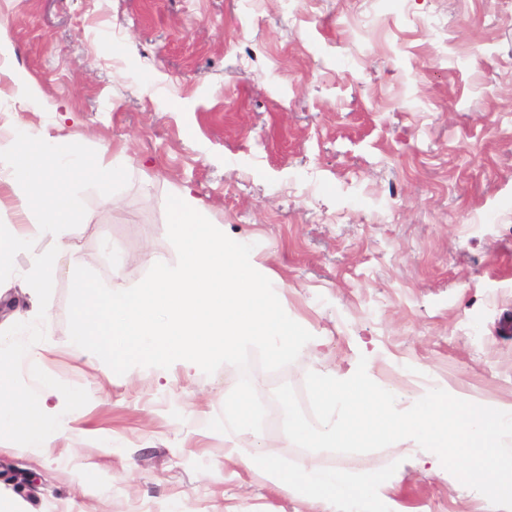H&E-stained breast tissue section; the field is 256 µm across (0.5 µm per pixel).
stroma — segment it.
<instances>
[{
    "instance_id": "35a3bbf8",
    "label": "stroma",
    "mask_w": 512,
    "mask_h": 512,
    "mask_svg": "<svg viewBox=\"0 0 512 512\" xmlns=\"http://www.w3.org/2000/svg\"><path fill=\"white\" fill-rule=\"evenodd\" d=\"M15 68L40 102L28 133L120 158L119 207L84 192L82 266L118 286L176 262L166 198L190 188L323 339L250 369L268 419L208 429L239 372L175 362L116 375L74 347L54 278L37 365L85 389L48 447L8 443L0 498L23 512H319L243 473L282 431L275 388L367 374L408 409L428 387L512 409V0H0ZM282 467L381 479L362 512H495L415 441L364 454L286 444Z\"/></svg>"
}]
</instances>
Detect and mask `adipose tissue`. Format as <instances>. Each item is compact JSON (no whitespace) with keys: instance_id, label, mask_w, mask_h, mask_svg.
<instances>
[{"instance_id":"ef3b65f1","label":"adipose tissue","mask_w":512,"mask_h":512,"mask_svg":"<svg viewBox=\"0 0 512 512\" xmlns=\"http://www.w3.org/2000/svg\"><path fill=\"white\" fill-rule=\"evenodd\" d=\"M237 463L246 473L272 481L282 492L304 490L320 506L321 512H336L340 504L359 505L380 489L377 478L371 475L352 480L338 472L324 474L306 467L281 468L274 453L267 449L238 455Z\"/></svg>"}]
</instances>
